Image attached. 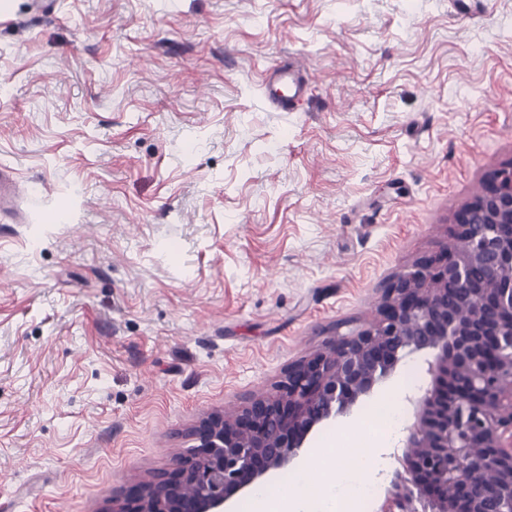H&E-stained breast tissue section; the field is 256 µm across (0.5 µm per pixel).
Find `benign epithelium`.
<instances>
[{
  "mask_svg": "<svg viewBox=\"0 0 512 512\" xmlns=\"http://www.w3.org/2000/svg\"><path fill=\"white\" fill-rule=\"evenodd\" d=\"M450 236L389 278L371 324L290 364L276 393L202 416L175 467L101 512H226L414 354L430 355V382L409 398L402 471L381 512H512V160L489 173Z\"/></svg>",
  "mask_w": 512,
  "mask_h": 512,
  "instance_id": "obj_1",
  "label": "benign epithelium"
}]
</instances>
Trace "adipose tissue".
<instances>
[{
	"mask_svg": "<svg viewBox=\"0 0 512 512\" xmlns=\"http://www.w3.org/2000/svg\"><path fill=\"white\" fill-rule=\"evenodd\" d=\"M352 454V463H325V472L317 480L307 479L311 464L302 461L297 469L305 478L302 486H258L251 493V512H349L352 488L375 486L383 478V465L368 448L353 449Z\"/></svg>",
	"mask_w": 512,
	"mask_h": 512,
	"instance_id": "1",
	"label": "adipose tissue"
}]
</instances>
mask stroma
I'll use <instances>...</instances> for the list:
<instances>
[{"label":"stroma","instance_id":"obj_1","mask_svg":"<svg viewBox=\"0 0 512 512\" xmlns=\"http://www.w3.org/2000/svg\"><path fill=\"white\" fill-rule=\"evenodd\" d=\"M301 60L312 91L264 100ZM512 160V0H0V512H100L367 327ZM63 210L70 221L48 223ZM322 423L308 453L379 437ZM310 80L300 66L274 69L262 81V92L275 110H292L308 93Z\"/></svg>","mask_w":512,"mask_h":512}]
</instances>
